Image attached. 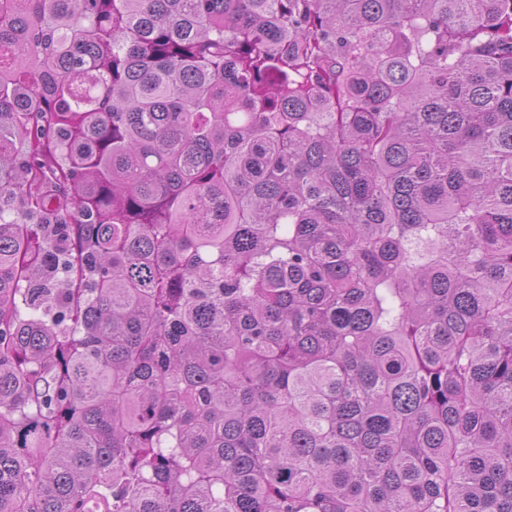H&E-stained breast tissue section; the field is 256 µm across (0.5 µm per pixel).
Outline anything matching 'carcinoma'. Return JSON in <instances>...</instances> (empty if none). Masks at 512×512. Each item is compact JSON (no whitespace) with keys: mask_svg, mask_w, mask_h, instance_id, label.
<instances>
[{"mask_svg":"<svg viewBox=\"0 0 512 512\" xmlns=\"http://www.w3.org/2000/svg\"><path fill=\"white\" fill-rule=\"evenodd\" d=\"M0 512H512V0H0Z\"/></svg>","mask_w":512,"mask_h":512,"instance_id":"1","label":"carcinoma"}]
</instances>
